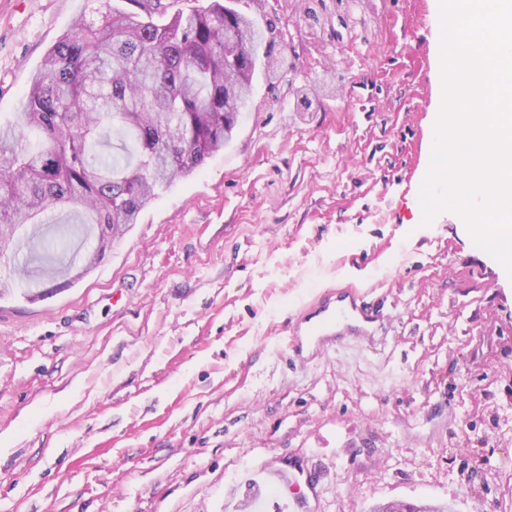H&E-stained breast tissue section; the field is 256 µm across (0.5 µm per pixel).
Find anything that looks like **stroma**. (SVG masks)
Masks as SVG:
<instances>
[{"instance_id": "35a3bbf8", "label": "stroma", "mask_w": 512, "mask_h": 512, "mask_svg": "<svg viewBox=\"0 0 512 512\" xmlns=\"http://www.w3.org/2000/svg\"><path fill=\"white\" fill-rule=\"evenodd\" d=\"M288 3L242 4L278 60L233 141L71 286L0 297V512H248L257 466L296 455L313 512H512V278L418 199L439 0H365L354 39L336 0L296 24ZM91 7L0 0L1 118ZM345 286L383 301L385 333L290 362L293 318Z\"/></svg>"}]
</instances>
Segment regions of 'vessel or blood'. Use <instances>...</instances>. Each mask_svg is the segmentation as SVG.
I'll list each match as a JSON object with an SVG mask.
<instances>
[{
  "mask_svg": "<svg viewBox=\"0 0 512 512\" xmlns=\"http://www.w3.org/2000/svg\"><path fill=\"white\" fill-rule=\"evenodd\" d=\"M383 309V304L367 301L352 288L322 295L302 315L299 333L290 340L292 361L307 363L337 339L347 336L373 340L383 327ZM317 481L316 472L298 458L284 467H259L250 500L251 512H267L266 495L270 492L283 503L286 512H306L305 493Z\"/></svg>",
  "mask_w": 512,
  "mask_h": 512,
  "instance_id": "vessel-or-blood-1",
  "label": "vessel or blood"
}]
</instances>
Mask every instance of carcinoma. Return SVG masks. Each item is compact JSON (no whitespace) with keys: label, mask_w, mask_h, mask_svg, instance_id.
Wrapping results in <instances>:
<instances>
[{"label":"carcinoma","mask_w":512,"mask_h":512,"mask_svg":"<svg viewBox=\"0 0 512 512\" xmlns=\"http://www.w3.org/2000/svg\"><path fill=\"white\" fill-rule=\"evenodd\" d=\"M180 0H127L81 16L45 54L21 110L0 122V236L16 242L31 227L56 278L64 239L44 237L57 210L121 237L178 177L199 171L224 149L245 116L241 79L260 48L247 49L252 21L219 0L174 8ZM237 38L236 70L224 63L227 34ZM122 137L118 152L107 127ZM30 280L25 267L0 275V297Z\"/></svg>","instance_id":"1"}]
</instances>
